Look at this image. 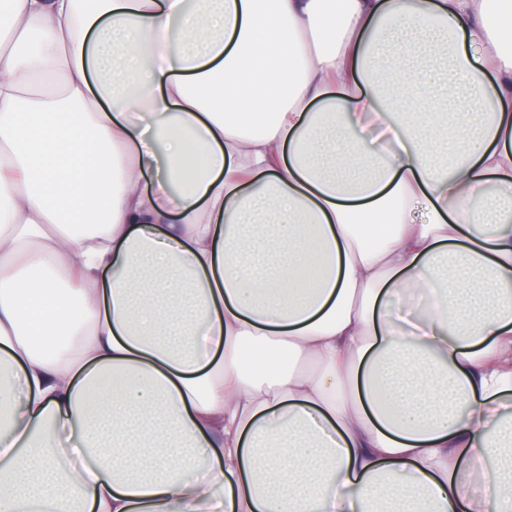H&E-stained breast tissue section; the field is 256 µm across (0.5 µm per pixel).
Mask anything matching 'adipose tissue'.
I'll use <instances>...</instances> for the list:
<instances>
[{
  "instance_id": "adipose-tissue-1",
  "label": "adipose tissue",
  "mask_w": 512,
  "mask_h": 512,
  "mask_svg": "<svg viewBox=\"0 0 512 512\" xmlns=\"http://www.w3.org/2000/svg\"><path fill=\"white\" fill-rule=\"evenodd\" d=\"M511 21L0 0V512H512Z\"/></svg>"
}]
</instances>
